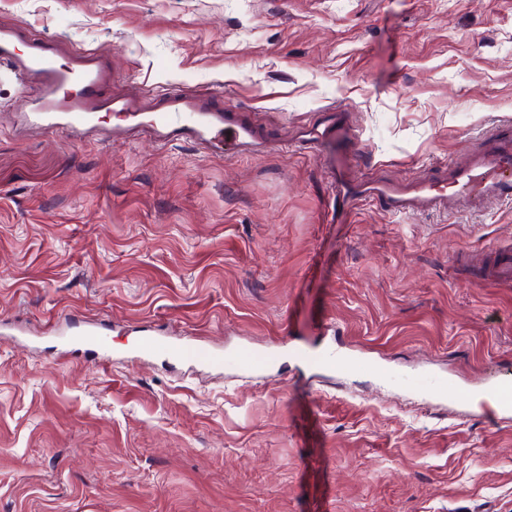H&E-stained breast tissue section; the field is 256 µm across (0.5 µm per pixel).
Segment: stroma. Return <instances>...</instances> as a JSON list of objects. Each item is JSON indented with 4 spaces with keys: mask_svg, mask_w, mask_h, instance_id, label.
I'll return each mask as SVG.
<instances>
[{
    "mask_svg": "<svg viewBox=\"0 0 512 512\" xmlns=\"http://www.w3.org/2000/svg\"><path fill=\"white\" fill-rule=\"evenodd\" d=\"M1 26L108 55L116 97L223 91L277 147L22 135L0 71V512H512V412L477 401L512 382V283L455 259L512 244V199L341 210L294 145L340 107L356 179L440 177L512 126V0H0Z\"/></svg>",
    "mask_w": 512,
    "mask_h": 512,
    "instance_id": "1",
    "label": "stroma"
}]
</instances>
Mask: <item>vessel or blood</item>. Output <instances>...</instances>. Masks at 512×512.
Returning <instances> with one entry per match:
<instances>
[{
    "mask_svg": "<svg viewBox=\"0 0 512 512\" xmlns=\"http://www.w3.org/2000/svg\"><path fill=\"white\" fill-rule=\"evenodd\" d=\"M26 39L28 51L17 56L14 45ZM60 46L23 30L0 28V66L25 89L20 108L25 129L60 134L65 141L83 144L92 139L122 141L146 136L160 145L177 140L228 158L258 152L266 140L249 113L224 108L215 94L187 95L165 88L150 107L132 101L106 98L112 82L108 64L95 56L71 51L60 64ZM113 112L115 124L100 126L96 115ZM346 134L341 113L330 112L310 126L302 144L313 147L332 176L337 202H377L387 212L412 214L433 211L452 202L481 207L503 199L512 190V144L491 135L489 144L460 164L449 168L444 179H423L407 184L388 180L349 178L350 158L338 148ZM486 281H512V249L503 247L483 253L479 262Z\"/></svg>",
    "mask_w": 512,
    "mask_h": 512,
    "instance_id": "1",
    "label": "vessel or blood"
}]
</instances>
